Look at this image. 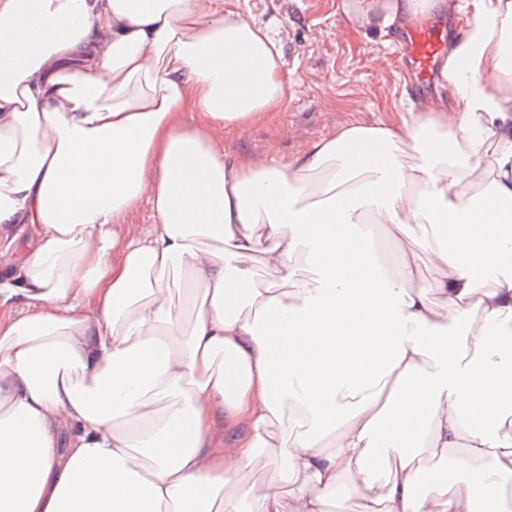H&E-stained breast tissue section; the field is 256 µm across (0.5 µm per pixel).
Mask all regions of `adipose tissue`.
<instances>
[{"label": "adipose tissue", "instance_id": "1", "mask_svg": "<svg viewBox=\"0 0 512 512\" xmlns=\"http://www.w3.org/2000/svg\"><path fill=\"white\" fill-rule=\"evenodd\" d=\"M470 6L452 108L288 160L224 154L299 92L224 0H0V512H512V0Z\"/></svg>", "mask_w": 512, "mask_h": 512}]
</instances>
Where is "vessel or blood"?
<instances>
[{"label": "vessel or blood", "instance_id": "1", "mask_svg": "<svg viewBox=\"0 0 512 512\" xmlns=\"http://www.w3.org/2000/svg\"><path fill=\"white\" fill-rule=\"evenodd\" d=\"M448 38L435 24L422 21L412 26L402 40V61L416 89H424L434 79Z\"/></svg>", "mask_w": 512, "mask_h": 512}]
</instances>
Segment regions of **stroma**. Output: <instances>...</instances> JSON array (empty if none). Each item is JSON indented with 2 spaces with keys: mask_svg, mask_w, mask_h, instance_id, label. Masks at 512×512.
<instances>
[{
  "mask_svg": "<svg viewBox=\"0 0 512 512\" xmlns=\"http://www.w3.org/2000/svg\"><path fill=\"white\" fill-rule=\"evenodd\" d=\"M349 0H224L260 24H275L283 76L302 92L287 99L275 123L224 132L227 155L292 158L314 139L351 120L373 123L417 103L396 49L401 35L349 21Z\"/></svg>",
  "mask_w": 512,
  "mask_h": 512,
  "instance_id": "stroma-1",
  "label": "stroma"
}]
</instances>
